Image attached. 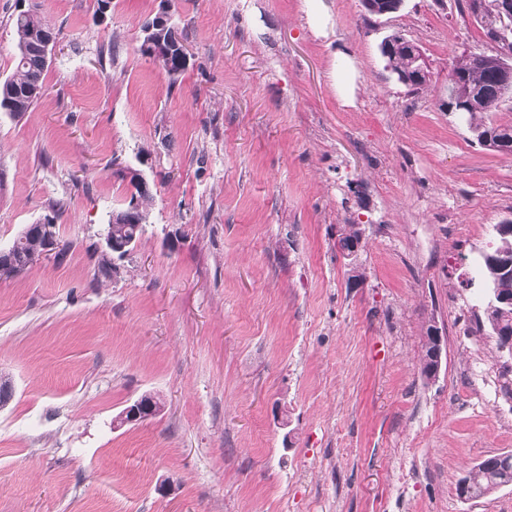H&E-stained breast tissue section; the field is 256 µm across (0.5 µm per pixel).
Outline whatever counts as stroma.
I'll use <instances>...</instances> for the list:
<instances>
[{"label": "stroma", "mask_w": 512, "mask_h": 512, "mask_svg": "<svg viewBox=\"0 0 512 512\" xmlns=\"http://www.w3.org/2000/svg\"><path fill=\"white\" fill-rule=\"evenodd\" d=\"M164 6L176 78L138 50ZM28 8L58 47L30 112H0V247L55 204L69 249L0 280V512H512V485L456 492L512 453L475 273L512 155L447 109L457 61L495 49L465 0H0V81ZM391 34L424 51L422 89L387 69ZM129 167L149 219L104 279ZM145 394L163 412L121 423ZM427 347L429 348V353L425 360L428 365L425 377L429 380H433L440 370L443 354V336H441L437 327L433 326L431 328V336L430 339L427 340Z\"/></svg>", "instance_id": "35a3bbf8"}]
</instances>
